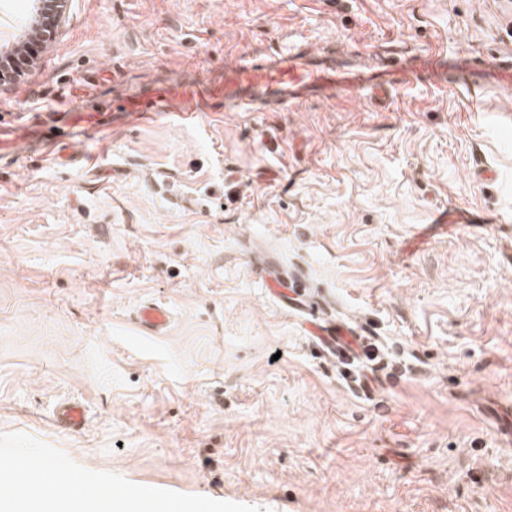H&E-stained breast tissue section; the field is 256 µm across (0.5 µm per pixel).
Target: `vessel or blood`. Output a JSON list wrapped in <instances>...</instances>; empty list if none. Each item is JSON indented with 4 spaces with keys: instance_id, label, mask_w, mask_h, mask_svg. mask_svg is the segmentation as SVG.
Masks as SVG:
<instances>
[{
    "instance_id": "1",
    "label": "vessel or blood",
    "mask_w": 512,
    "mask_h": 512,
    "mask_svg": "<svg viewBox=\"0 0 512 512\" xmlns=\"http://www.w3.org/2000/svg\"><path fill=\"white\" fill-rule=\"evenodd\" d=\"M424 71L430 78H438L440 68L432 61L412 60L406 65L389 70L391 82L399 83L408 73ZM359 86V79L352 76L337 77L336 59L309 50L291 53L279 50L265 56L263 62H255L248 56H240L225 62L224 73L219 84L206 92H198L182 85H168L159 90L152 101L143 102L139 97L121 100L112 122L127 124L129 116L152 120L163 116H174L188 123H195L209 113L249 112L264 106L280 108L312 98L334 96L337 85ZM108 121V122H111ZM102 115L73 109L66 112L64 124L70 131L84 139L93 141L102 137L107 128ZM46 128L30 125H4L0 123V160L18 153L34 138H46ZM136 322L144 330L159 333L170 323L169 311L152 301L139 305ZM311 324L315 335L327 349L339 353L347 352L356 336V331L343 323L312 314ZM55 422L71 432L82 431L87 422V410L78 399H67L59 403ZM52 458H43L30 469L21 495L29 499L50 500L62 489V482H46L44 473L53 467Z\"/></svg>"
}]
</instances>
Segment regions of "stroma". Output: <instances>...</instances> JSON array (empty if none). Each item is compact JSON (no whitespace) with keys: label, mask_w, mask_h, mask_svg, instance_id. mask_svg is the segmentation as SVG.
<instances>
[{"label":"stroma","mask_w":512,"mask_h":512,"mask_svg":"<svg viewBox=\"0 0 512 512\" xmlns=\"http://www.w3.org/2000/svg\"><path fill=\"white\" fill-rule=\"evenodd\" d=\"M279 48L448 68L0 160V473L48 451L150 512H512V82L484 66L512 59V0H69L0 121ZM311 297L376 350L367 385ZM136 323L144 330L160 333L170 323L169 311L152 301L141 303L136 311ZM313 305L318 307L317 303L313 301L308 308L312 309L310 323L315 328L314 336L327 349L338 353H347L355 336L358 335L357 331L346 324L328 320L319 313L317 314ZM87 422V410L78 399H67L59 403L55 413V423L71 432H81Z\"/></svg>","instance_id":"35a3bbf8"}]
</instances>
